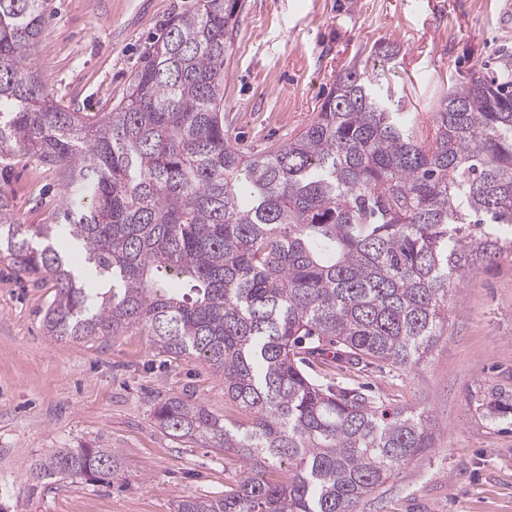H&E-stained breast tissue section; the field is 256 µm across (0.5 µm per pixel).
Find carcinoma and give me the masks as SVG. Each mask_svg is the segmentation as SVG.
<instances>
[{
    "label": "carcinoma",
    "mask_w": 512,
    "mask_h": 512,
    "mask_svg": "<svg viewBox=\"0 0 512 512\" xmlns=\"http://www.w3.org/2000/svg\"><path fill=\"white\" fill-rule=\"evenodd\" d=\"M46 0H0V170L33 158L62 188L43 224L0 191V261L55 288V340L144 329L158 353L196 357L246 415L171 395L156 426L234 458L220 498L174 512H357L433 447L426 412L391 408L304 373L328 344L413 370L448 331V296L512 253V57L436 104L432 128L351 64L313 121L253 155L224 133V62L239 0H198L145 52L120 102L91 118L53 101L29 57ZM73 250L85 255L75 272ZM471 402L512 422V391ZM40 479L120 475L118 451L62 448Z\"/></svg>",
    "instance_id": "1"
}]
</instances>
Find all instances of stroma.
Returning a JSON list of instances; mask_svg holds the SVG:
<instances>
[{"label":"stroma","mask_w":512,"mask_h":512,"mask_svg":"<svg viewBox=\"0 0 512 512\" xmlns=\"http://www.w3.org/2000/svg\"><path fill=\"white\" fill-rule=\"evenodd\" d=\"M196 0H47L33 70L60 103L109 111L152 39ZM226 60L224 131L244 154L279 145L314 117L340 70L377 65L380 44L400 53L393 100L430 122L443 90L471 69L512 55L503 0H240ZM21 222L43 223L57 203L55 174L21 160L0 174ZM51 285L20 287L0 263V512H173L187 497H220L237 472L223 451L184 443L154 423L153 404L189 395L238 419L224 383L199 361H169L134 330L109 340L44 333ZM307 374L361 387L384 403L429 412L434 446L358 512H512V426L488 423L468 394L512 385V254L471 272L448 303V332L416 370L364 367L328 349ZM118 449L124 474L59 482L28 474L59 448Z\"/></svg>","instance_id":"1"}]
</instances>
